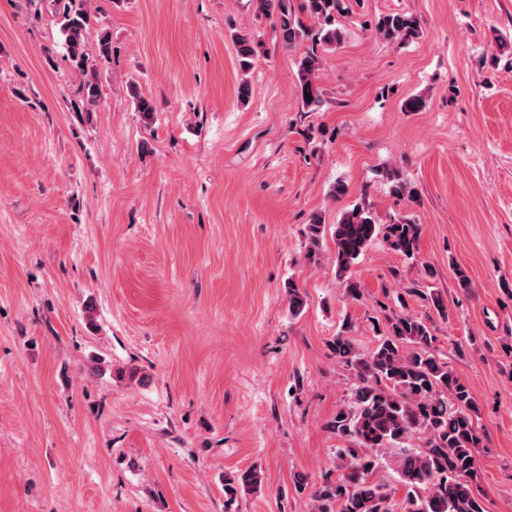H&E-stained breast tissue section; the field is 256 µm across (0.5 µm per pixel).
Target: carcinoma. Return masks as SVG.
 Wrapping results in <instances>:
<instances>
[{
  "label": "carcinoma",
  "mask_w": 512,
  "mask_h": 512,
  "mask_svg": "<svg viewBox=\"0 0 512 512\" xmlns=\"http://www.w3.org/2000/svg\"><path fill=\"white\" fill-rule=\"evenodd\" d=\"M62 4V31L69 56L86 78L82 89L86 102L100 96L99 71L90 61L86 30L90 22L85 0H57ZM257 14L271 18L281 42L292 48L309 39L310 19L318 25L316 35L322 48L340 45L344 35L336 16L347 12L344 0H254ZM375 34L387 41L418 37L421 26L412 14L396 13L380 18ZM239 65L249 71L260 52V44L246 34L235 33ZM322 63L311 51L300 57L298 76L302 106L310 112L321 103L317 74ZM391 193L413 197L415 189L396 168L382 172ZM323 232L322 218L310 217L307 224L308 258L316 255ZM390 250L408 259L416 257L419 226L409 220L381 224L368 207L360 204L345 211L334 234L336 274L342 278L346 295L357 300L360 283L351 267L377 237ZM344 325L330 341L336 358L354 377L350 400L341 406L329 427L347 443L336 457V477L327 476L312 492L316 512H393L391 494L377 480L380 461L393 458L399 484L405 492L403 512H483L474 483L477 480L476 448L481 443L480 407L473 389L437 360L430 348L435 341L430 326L405 311L386 317L385 333L369 353L360 352L347 336ZM425 436V446L407 448L413 433ZM261 471L253 466L224 477L225 505L238 492L260 488Z\"/></svg>",
  "instance_id": "cac0c4a2"
}]
</instances>
